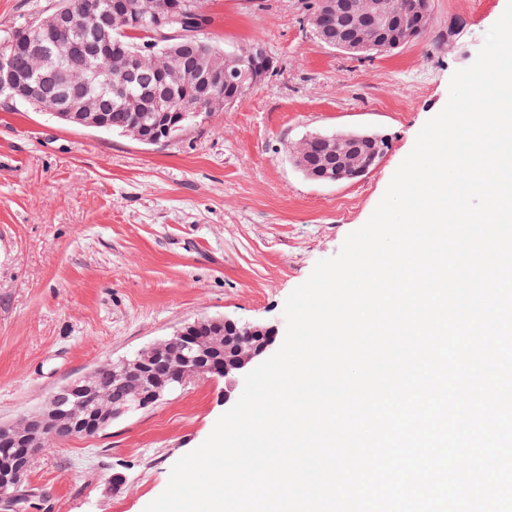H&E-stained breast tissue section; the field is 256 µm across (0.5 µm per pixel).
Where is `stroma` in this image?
I'll return each instance as SVG.
<instances>
[{
  "mask_svg": "<svg viewBox=\"0 0 512 512\" xmlns=\"http://www.w3.org/2000/svg\"><path fill=\"white\" fill-rule=\"evenodd\" d=\"M505 7L431 0L422 40L364 58L324 47L303 0H208L206 38H261L278 69L157 145L0 102V422L197 318L284 324L289 294L367 222ZM361 127L388 149L359 180L315 182L290 157L310 133ZM239 397L204 377L48 446L28 512H144Z\"/></svg>",
  "mask_w": 512,
  "mask_h": 512,
  "instance_id": "1",
  "label": "stroma"
}]
</instances>
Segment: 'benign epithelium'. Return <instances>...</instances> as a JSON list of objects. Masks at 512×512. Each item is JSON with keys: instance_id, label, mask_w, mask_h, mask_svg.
<instances>
[{"instance_id": "benign-epithelium-1", "label": "benign epithelium", "mask_w": 512, "mask_h": 512, "mask_svg": "<svg viewBox=\"0 0 512 512\" xmlns=\"http://www.w3.org/2000/svg\"><path fill=\"white\" fill-rule=\"evenodd\" d=\"M374 0H322V6L330 11L336 9L347 13V27L338 40L355 46L364 39L372 27ZM133 8L127 0H116L112 7V23L120 26L128 23ZM47 24L62 30L76 26V11L71 4L57 9ZM54 56L58 60L70 63L69 79L79 91L92 83L96 74L86 70L75 62L76 51L69 40L55 44ZM154 71L163 79L165 85L183 83L188 75L170 51H154L151 54ZM143 58L140 53L115 68L116 79L109 80L111 94L126 96L127 84L134 79ZM236 68L232 75H242V79L254 86L264 82L275 71L274 60L268 55L264 44L256 41L240 49L234 55ZM48 66L47 60L35 55V62L28 71L19 73L11 69V53L5 44L0 46V82L16 87V98L25 104H39L43 100V80L41 72ZM228 65L224 55L212 59L207 66L203 81L197 85V95L185 100L181 107H172L168 96L162 95L157 102L162 112L159 121L151 126L145 117L131 120L125 135L133 140L153 145L159 143L160 132L170 133L173 125L185 119L187 113L199 114L219 105L227 111L236 103V97L224 95V86H234L236 82L228 79L222 83L212 81L210 77L224 75ZM67 121L88 129L105 127L102 104L79 93L74 103L56 112ZM206 321L214 330L206 339L194 337L197 323H188L175 333L150 344L130 357L118 362H106L84 376L72 379L51 396L46 404L37 411L21 415L9 424L0 423V445L14 447L16 452L11 458L0 464V507L7 508L28 486V477L34 458L47 446L49 428L81 430L93 428L105 430L113 421L141 410L155 406L167 397L187 387L198 377L206 374L222 377L229 388L241 385L247 373L269 354L275 344L279 329L275 325L259 324L249 320L231 317H208ZM237 330L234 338V357L224 361V366L204 372L200 360L209 347L223 342V327ZM163 366L171 373L158 379L153 368ZM108 370L112 376V396H107L97 387L96 380L102 370Z\"/></svg>"}]
</instances>
